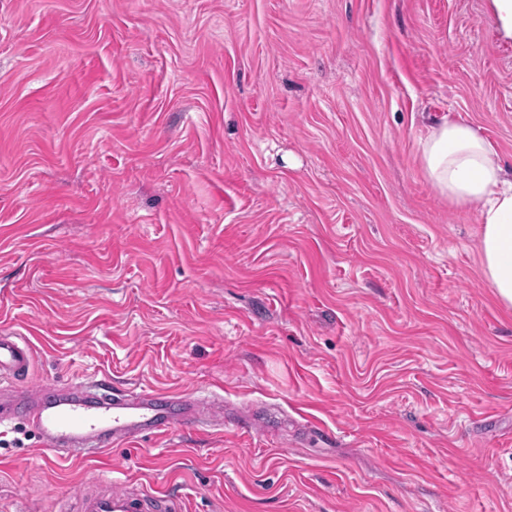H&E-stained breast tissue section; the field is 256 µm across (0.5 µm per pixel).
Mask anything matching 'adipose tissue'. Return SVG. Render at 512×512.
I'll list each match as a JSON object with an SVG mask.
<instances>
[{
	"label": "adipose tissue",
	"instance_id": "adipose-tissue-1",
	"mask_svg": "<svg viewBox=\"0 0 512 512\" xmlns=\"http://www.w3.org/2000/svg\"><path fill=\"white\" fill-rule=\"evenodd\" d=\"M420 157L434 190L452 204L477 208L483 272L499 300L512 307V177L495 144L472 125L447 120L422 140Z\"/></svg>",
	"mask_w": 512,
	"mask_h": 512
}]
</instances>
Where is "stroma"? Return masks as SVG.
I'll return each mask as SVG.
<instances>
[{
    "label": "stroma",
    "instance_id": "35a3bbf8",
    "mask_svg": "<svg viewBox=\"0 0 512 512\" xmlns=\"http://www.w3.org/2000/svg\"><path fill=\"white\" fill-rule=\"evenodd\" d=\"M445 117L512 175L492 0H0V330L35 383L230 406L74 463L17 424L0 512L96 476L185 512H512V308L423 174Z\"/></svg>",
    "mask_w": 512,
    "mask_h": 512
}]
</instances>
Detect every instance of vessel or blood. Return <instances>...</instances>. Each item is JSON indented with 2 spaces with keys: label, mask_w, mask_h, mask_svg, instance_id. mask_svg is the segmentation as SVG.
Instances as JSON below:
<instances>
[{
  "label": "vessel or blood",
  "mask_w": 512,
  "mask_h": 512,
  "mask_svg": "<svg viewBox=\"0 0 512 512\" xmlns=\"http://www.w3.org/2000/svg\"><path fill=\"white\" fill-rule=\"evenodd\" d=\"M34 361L28 340L12 332L0 335V398H8L12 406L10 414L0 413V427L22 420L44 447L66 460L94 456L176 426L224 423V400L218 396L115 390L103 379L34 385L29 381ZM74 500L76 512H184L173 491L100 478Z\"/></svg>",
  "instance_id": "vessel-or-blood-1"
}]
</instances>
